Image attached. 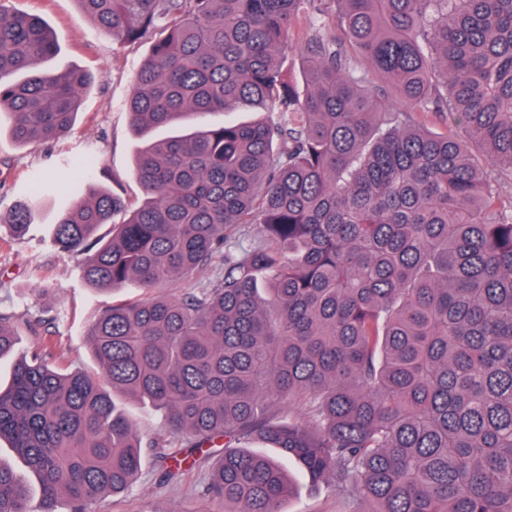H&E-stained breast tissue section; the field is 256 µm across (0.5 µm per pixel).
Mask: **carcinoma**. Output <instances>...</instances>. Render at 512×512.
I'll return each mask as SVG.
<instances>
[{"label":"carcinoma","mask_w":512,"mask_h":512,"mask_svg":"<svg viewBox=\"0 0 512 512\" xmlns=\"http://www.w3.org/2000/svg\"><path fill=\"white\" fill-rule=\"evenodd\" d=\"M76 2L113 41L150 42L127 102L144 199L77 181L48 232L89 286L143 295L88 325L101 376L51 364L45 344L0 387V439L43 512L135 483L141 438L118 394L165 413L149 447L168 478L224 440L205 485L222 512H285L295 491L255 441L329 481L336 512H512V209L474 153L512 175V0ZM55 52L44 18L0 2V108L19 145L66 136L94 80L41 68ZM239 110L269 119L152 137ZM37 198L0 210V228L26 234ZM13 346L0 312V358ZM29 495L0 465V512H29Z\"/></svg>","instance_id":"cac0c4a2"}]
</instances>
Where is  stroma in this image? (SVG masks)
<instances>
[{"instance_id": "stroma-1", "label": "stroma", "mask_w": 512, "mask_h": 512, "mask_svg": "<svg viewBox=\"0 0 512 512\" xmlns=\"http://www.w3.org/2000/svg\"><path fill=\"white\" fill-rule=\"evenodd\" d=\"M15 12L41 15L53 29L57 54L45 61L50 70L79 67L96 76L83 97L73 130L59 140L18 146L10 135L11 117L0 114V208L24 194L33 176L48 178L54 190L42 209L41 226L15 239L0 232V311L13 316L16 345L0 360V382L8 383L10 366L52 338L63 362L74 369L95 371L96 365L82 335L91 320L112 301L134 299L139 288L114 293L93 290L82 278L71 255L55 250L44 233L45 224L70 201L69 185L89 179L121 197L129 206L142 200L133 173L137 140L126 108L136 72L149 51L148 42L119 44L92 20L83 17L76 0H5ZM95 155L97 164L86 171L81 159ZM223 450L215 443L209 457L174 480L166 479L153 449L142 451V471L127 491L106 496L94 512H219L204 493L213 455ZM299 492L286 501V512H336L332 489L324 481L299 477Z\"/></svg>"}]
</instances>
